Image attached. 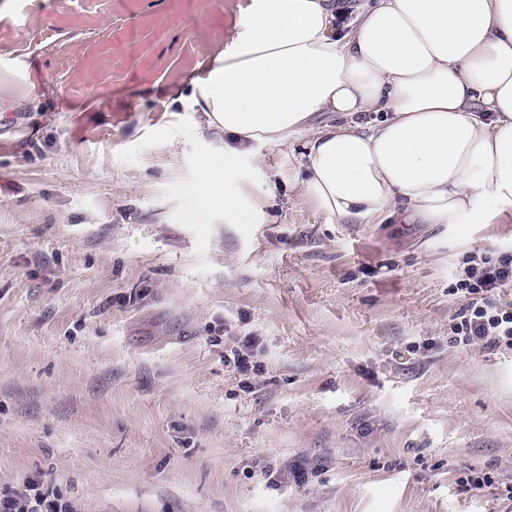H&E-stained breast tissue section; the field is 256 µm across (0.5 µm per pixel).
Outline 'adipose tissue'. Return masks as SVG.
Returning <instances> with one entry per match:
<instances>
[{"label":"adipose tissue","mask_w":512,"mask_h":512,"mask_svg":"<svg viewBox=\"0 0 512 512\" xmlns=\"http://www.w3.org/2000/svg\"><path fill=\"white\" fill-rule=\"evenodd\" d=\"M252 0L193 96L223 141L204 203L234 214L228 174L252 143L303 137L299 195L339 224L400 216L451 228L512 218V0ZM317 112L334 125L314 127Z\"/></svg>","instance_id":"ef3b65f1"}]
</instances>
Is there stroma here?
Returning <instances> with one entry per match:
<instances>
[{
	"label": "stroma",
	"mask_w": 512,
	"mask_h": 512,
	"mask_svg": "<svg viewBox=\"0 0 512 512\" xmlns=\"http://www.w3.org/2000/svg\"><path fill=\"white\" fill-rule=\"evenodd\" d=\"M250 0L0 11V496L72 512H512V348L455 342L512 220L332 224L189 96ZM305 473L303 483L285 476ZM31 492H34L32 494ZM1 512H70L58 499H51L28 485L13 496L0 498Z\"/></svg>",
	"instance_id": "obj_1"
}]
</instances>
